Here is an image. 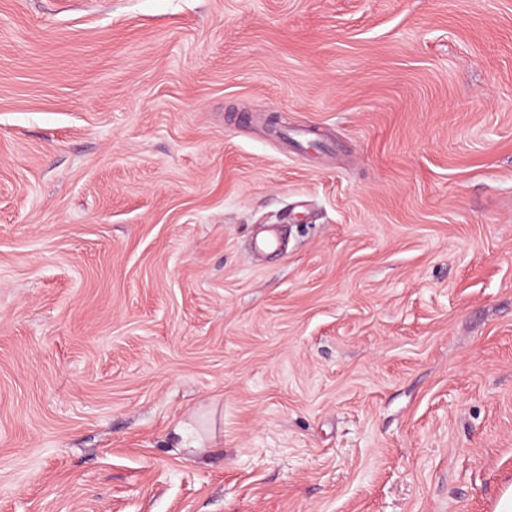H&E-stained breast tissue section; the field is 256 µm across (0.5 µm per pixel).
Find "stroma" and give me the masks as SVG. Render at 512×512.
I'll use <instances>...</instances> for the list:
<instances>
[{
    "label": "stroma",
    "instance_id": "35a3bbf8",
    "mask_svg": "<svg viewBox=\"0 0 512 512\" xmlns=\"http://www.w3.org/2000/svg\"><path fill=\"white\" fill-rule=\"evenodd\" d=\"M510 492L512 0H0V512Z\"/></svg>",
    "mask_w": 512,
    "mask_h": 512
}]
</instances>
